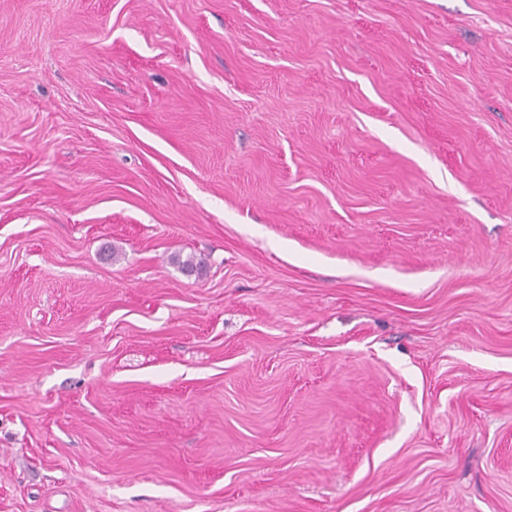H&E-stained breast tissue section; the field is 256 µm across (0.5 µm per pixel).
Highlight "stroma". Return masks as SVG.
<instances>
[{"label": "stroma", "mask_w": 512, "mask_h": 512, "mask_svg": "<svg viewBox=\"0 0 512 512\" xmlns=\"http://www.w3.org/2000/svg\"><path fill=\"white\" fill-rule=\"evenodd\" d=\"M0 512H512V0H0Z\"/></svg>", "instance_id": "35a3bbf8"}]
</instances>
